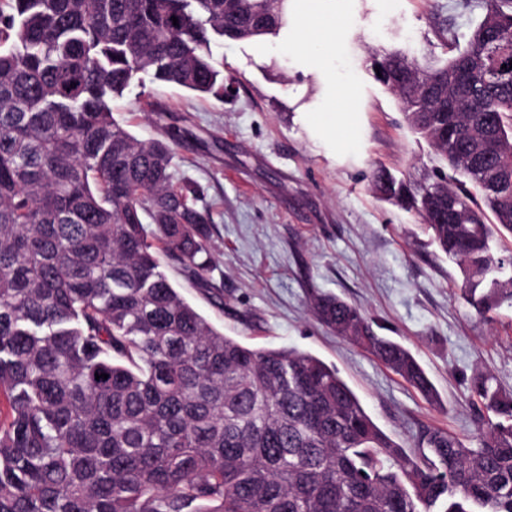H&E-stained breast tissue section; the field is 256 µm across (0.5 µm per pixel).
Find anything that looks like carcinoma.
Returning <instances> with one entry per match:
<instances>
[{
    "label": "carcinoma",
    "instance_id": "1",
    "mask_svg": "<svg viewBox=\"0 0 512 512\" xmlns=\"http://www.w3.org/2000/svg\"><path fill=\"white\" fill-rule=\"evenodd\" d=\"M287 19L288 0H0V512H512L511 393L476 375L479 447L426 429L409 453L336 368L224 335L159 269L162 249L212 287L211 217L176 182L175 134L138 139L112 98L143 75L219 95L212 45ZM510 63L512 0H486L445 59L371 61L453 170L379 169L375 190L421 218L481 316L512 301V250L492 245L512 235ZM311 307L437 401L360 308Z\"/></svg>",
    "mask_w": 512,
    "mask_h": 512
}]
</instances>
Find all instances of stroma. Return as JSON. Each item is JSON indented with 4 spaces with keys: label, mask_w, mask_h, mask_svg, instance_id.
Here are the masks:
<instances>
[{
    "label": "stroma",
    "mask_w": 512,
    "mask_h": 512,
    "mask_svg": "<svg viewBox=\"0 0 512 512\" xmlns=\"http://www.w3.org/2000/svg\"><path fill=\"white\" fill-rule=\"evenodd\" d=\"M483 12L482 0H293V15L335 24L338 51L289 48V27L227 40L213 49L234 86L224 97L147 78L112 101L115 117L143 141L177 133L178 176L211 213L209 279L222 294L197 288L160 256L174 288L242 344L297 348L335 367L409 452L423 428L477 446L485 410L470 383L484 373L512 391V305L475 314L461 296L458 265L412 214L374 194L377 169L426 185L440 160L375 81L368 57L399 50L444 58ZM335 107L353 112L348 130L318 123ZM314 291L359 306L379 333L407 346L440 404L322 325Z\"/></svg>",
    "instance_id": "1"
}]
</instances>
